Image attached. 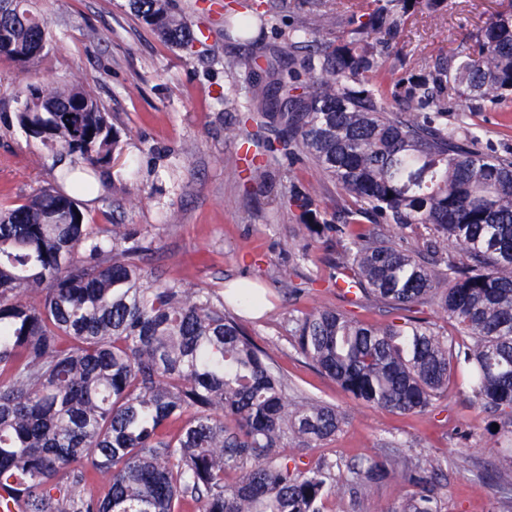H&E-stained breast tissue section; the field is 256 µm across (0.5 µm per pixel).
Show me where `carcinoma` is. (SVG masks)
Wrapping results in <instances>:
<instances>
[{
	"label": "carcinoma",
	"mask_w": 512,
	"mask_h": 512,
	"mask_svg": "<svg viewBox=\"0 0 512 512\" xmlns=\"http://www.w3.org/2000/svg\"><path fill=\"white\" fill-rule=\"evenodd\" d=\"M444 2L358 0L341 15L305 0L263 74L231 64L244 66L250 97H226L224 110L258 108L277 134L264 150L303 153L351 198L338 223L322 224L311 195L289 196L301 210L298 257L336 239L331 284L398 312L383 325L327 307L291 314L296 352L353 399L403 415L433 407L454 380L504 421L489 443L498 449L512 443V153L482 152V130L464 117L512 95V0L472 51L411 76L392 102L379 63L378 37ZM129 6L168 45L199 41L171 0ZM252 31L248 16L224 14L225 37ZM50 50L32 0H0V57L26 66ZM15 120L93 172L122 152L110 113L78 83L28 86ZM269 178L252 157L250 180ZM60 179L71 193L46 189L0 210V512H321L331 466L282 448L290 436L304 447L331 439L343 413L291 397L223 299L147 281L134 230L77 220L90 174L71 166ZM231 298L263 302L249 285ZM429 300L466 341L410 315ZM348 472L344 486L361 495L398 475L414 488L398 512H440L438 467L384 452Z\"/></svg>",
	"instance_id": "1"
}]
</instances>
